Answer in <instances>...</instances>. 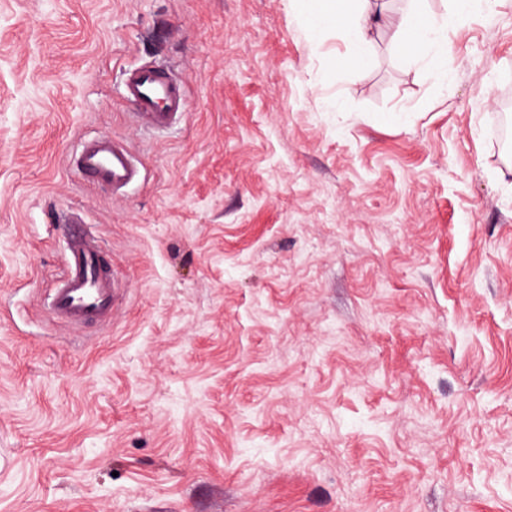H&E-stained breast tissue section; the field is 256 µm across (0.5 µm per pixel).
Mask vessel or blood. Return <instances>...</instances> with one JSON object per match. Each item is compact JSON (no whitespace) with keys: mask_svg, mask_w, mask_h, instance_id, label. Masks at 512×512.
I'll use <instances>...</instances> for the list:
<instances>
[{"mask_svg":"<svg viewBox=\"0 0 512 512\" xmlns=\"http://www.w3.org/2000/svg\"><path fill=\"white\" fill-rule=\"evenodd\" d=\"M123 95L134 106L138 124L150 131L172 127L187 112L183 82L151 64L126 73ZM73 164L84 179L116 193L141 179L129 144L111 135L85 140ZM67 220L75 229L68 241L66 270L52 292L51 313L57 321L72 327L108 323L118 310L122 285L111 267L108 251L86 230L81 216L72 211Z\"/></svg>","mask_w":512,"mask_h":512,"instance_id":"obj_1","label":"vessel or blood"}]
</instances>
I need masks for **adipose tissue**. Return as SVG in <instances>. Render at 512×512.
<instances>
[{"mask_svg":"<svg viewBox=\"0 0 512 512\" xmlns=\"http://www.w3.org/2000/svg\"><path fill=\"white\" fill-rule=\"evenodd\" d=\"M308 12L314 22L342 25L357 55L362 58L368 55L370 32L380 20L373 0H309ZM450 24V18L422 14L417 5L412 4L391 26L407 57L419 62L433 47H446Z\"/></svg>","mask_w":512,"mask_h":512,"instance_id":"obj_1","label":"adipose tissue"}]
</instances>
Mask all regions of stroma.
Here are the masks:
<instances>
[{
  "instance_id": "obj_1",
  "label": "stroma",
  "mask_w": 512,
  "mask_h": 512,
  "mask_svg": "<svg viewBox=\"0 0 512 512\" xmlns=\"http://www.w3.org/2000/svg\"><path fill=\"white\" fill-rule=\"evenodd\" d=\"M418 7L414 64L306 0H0V512H512V0ZM98 134L124 195L69 165ZM70 209L104 326L49 310ZM408 10L388 24L394 29V36L404 46L407 57L413 62L424 60L430 50L441 47L445 53L448 43V16H429L422 14L415 0H409ZM123 95L136 109L138 124L146 130L168 129L187 112L183 82L170 71L151 64L125 74ZM80 175L112 193L122 192L138 183L141 169L129 144L111 135L85 140L72 161Z\"/></svg>"
}]
</instances>
